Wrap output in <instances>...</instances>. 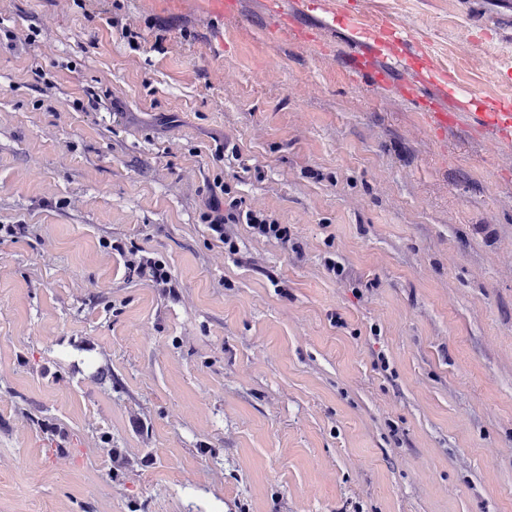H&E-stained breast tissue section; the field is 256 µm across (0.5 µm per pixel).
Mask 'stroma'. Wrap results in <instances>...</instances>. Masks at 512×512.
Masks as SVG:
<instances>
[{
    "label": "stroma",
    "mask_w": 512,
    "mask_h": 512,
    "mask_svg": "<svg viewBox=\"0 0 512 512\" xmlns=\"http://www.w3.org/2000/svg\"><path fill=\"white\" fill-rule=\"evenodd\" d=\"M336 6L0 0V512H512V152L423 122L512 111L503 4ZM385 22L441 95L358 71ZM268 12L276 18L274 37L293 36L297 41L312 44V37L297 24L295 13L288 11V0H267ZM229 220L244 221L245 224L253 225L252 228L257 229L266 236L274 237L282 244L288 245V227L285 224H278L276 221L267 222L261 219L257 212L245 204V201L233 199L229 203V211L221 210L219 204H215L212 208L208 227L219 238L223 239L224 245L229 244V250L235 251L233 242L224 237V224Z\"/></svg>",
    "instance_id": "obj_1"
}]
</instances>
